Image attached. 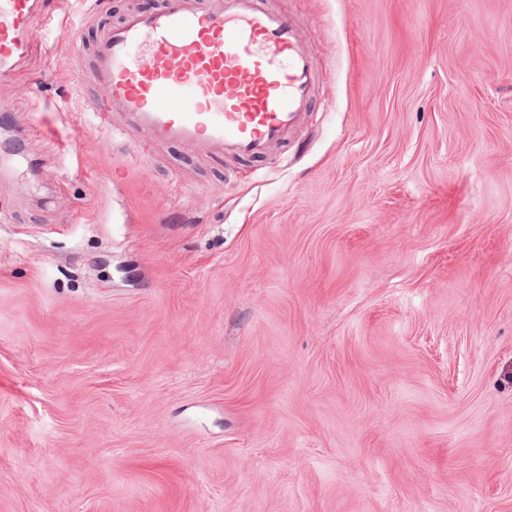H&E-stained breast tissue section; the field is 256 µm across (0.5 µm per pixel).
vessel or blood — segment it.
<instances>
[{
  "instance_id": "b4317fda",
  "label": "vessel or blood",
  "mask_w": 512,
  "mask_h": 512,
  "mask_svg": "<svg viewBox=\"0 0 512 512\" xmlns=\"http://www.w3.org/2000/svg\"><path fill=\"white\" fill-rule=\"evenodd\" d=\"M38 0H0V72L26 54ZM299 21L263 0H160L128 11L77 53L107 89L93 109L156 144L211 157L281 154L313 105L315 66Z\"/></svg>"
}]
</instances>
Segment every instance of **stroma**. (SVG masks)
I'll use <instances>...</instances> for the list:
<instances>
[{
	"mask_svg": "<svg viewBox=\"0 0 512 512\" xmlns=\"http://www.w3.org/2000/svg\"><path fill=\"white\" fill-rule=\"evenodd\" d=\"M157 3L0 77V512H512V0H268L314 105L240 162L77 94Z\"/></svg>",
	"mask_w": 512,
	"mask_h": 512,
	"instance_id": "obj_1",
	"label": "stroma"
}]
</instances>
